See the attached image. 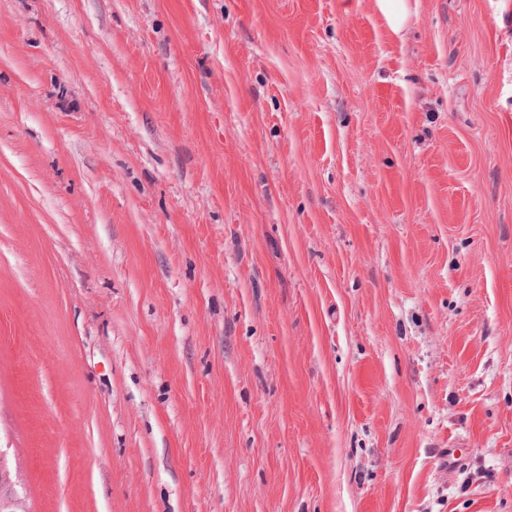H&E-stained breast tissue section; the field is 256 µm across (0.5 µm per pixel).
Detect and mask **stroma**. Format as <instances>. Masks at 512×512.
<instances>
[{"label": "stroma", "instance_id": "stroma-1", "mask_svg": "<svg viewBox=\"0 0 512 512\" xmlns=\"http://www.w3.org/2000/svg\"><path fill=\"white\" fill-rule=\"evenodd\" d=\"M0 0V446L30 512H512V0ZM376 5L394 34H400L407 19L406 0H376Z\"/></svg>", "mask_w": 512, "mask_h": 512}]
</instances>
